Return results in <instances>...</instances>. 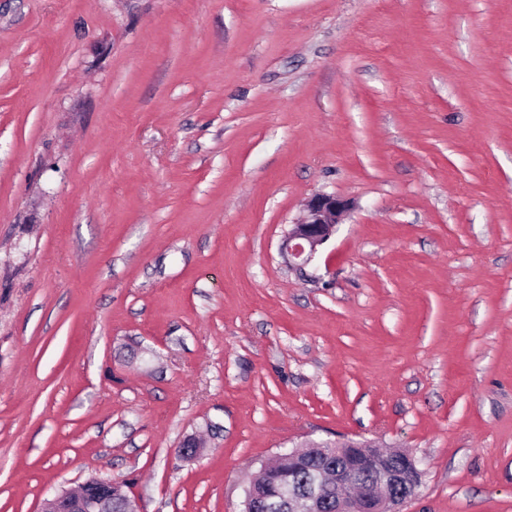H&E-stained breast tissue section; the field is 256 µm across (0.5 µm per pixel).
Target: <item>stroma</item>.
<instances>
[{
    "label": "stroma",
    "instance_id": "stroma-1",
    "mask_svg": "<svg viewBox=\"0 0 512 512\" xmlns=\"http://www.w3.org/2000/svg\"><path fill=\"white\" fill-rule=\"evenodd\" d=\"M311 439L512 512V0H0V512H242ZM349 202L332 194H316L306 205V215L292 224L285 235L280 253L293 269L302 270L326 244L336 224L348 211ZM117 498L125 505V512H140L138 503L122 486L102 479H89L82 484L79 492L61 490L43 501L41 512H120L113 505Z\"/></svg>",
    "mask_w": 512,
    "mask_h": 512
}]
</instances>
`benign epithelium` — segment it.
Returning <instances> with one entry per match:
<instances>
[{
  "label": "benign epithelium",
  "instance_id": "benign-epithelium-1",
  "mask_svg": "<svg viewBox=\"0 0 512 512\" xmlns=\"http://www.w3.org/2000/svg\"><path fill=\"white\" fill-rule=\"evenodd\" d=\"M348 209L349 202L335 195H314L306 205V215L292 224L281 243L280 253L288 265L301 270L310 264ZM358 448L360 444L353 441L323 444V452L338 459L348 450ZM356 468H363L372 476L374 490L350 498L339 493L330 497L331 491L350 484ZM420 477L417 461L407 452H360L358 459L347 467L331 465L320 470L305 490L288 489L280 503L267 502L264 482L250 480L245 488L243 512H257L262 503L288 512H321L333 499L336 500L333 512H400V506L409 499L407 490L417 488ZM114 498L124 503L125 512H140L136 499L123 491L121 485L102 479L86 481L78 492L62 490L54 494L43 501L41 512H112Z\"/></svg>",
  "mask_w": 512,
  "mask_h": 512
}]
</instances>
